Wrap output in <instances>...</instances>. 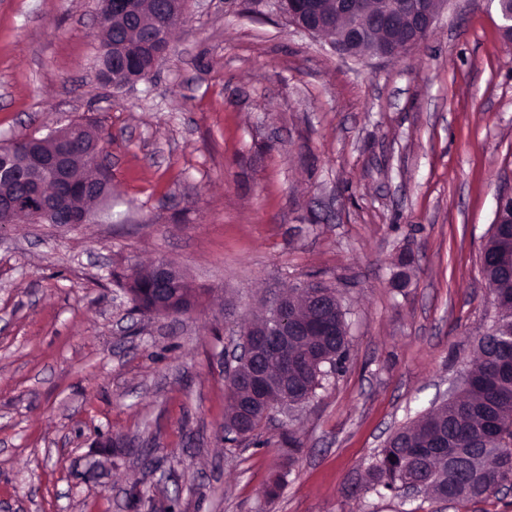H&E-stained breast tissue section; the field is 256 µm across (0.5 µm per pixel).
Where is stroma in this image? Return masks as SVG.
I'll use <instances>...</instances> for the list:
<instances>
[{
	"label": "stroma",
	"instance_id": "stroma-1",
	"mask_svg": "<svg viewBox=\"0 0 512 512\" xmlns=\"http://www.w3.org/2000/svg\"><path fill=\"white\" fill-rule=\"evenodd\" d=\"M499 25L490 0H450L417 49L358 59L271 0H192L150 77L115 90L97 0H0V144L90 119L112 177L111 220L0 227V512H512V488L446 504L366 483L495 320ZM157 259L194 311L132 312L116 278ZM307 281L341 299L345 360L226 442L225 348Z\"/></svg>",
	"mask_w": 512,
	"mask_h": 512
}]
</instances>
